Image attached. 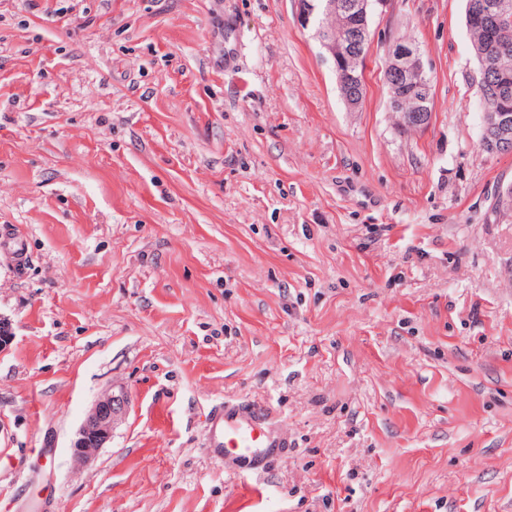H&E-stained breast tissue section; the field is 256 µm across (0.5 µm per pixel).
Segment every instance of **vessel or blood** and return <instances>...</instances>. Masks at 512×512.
I'll return each instance as SVG.
<instances>
[{"label": "vessel or blood", "instance_id": "b4317fda", "mask_svg": "<svg viewBox=\"0 0 512 512\" xmlns=\"http://www.w3.org/2000/svg\"><path fill=\"white\" fill-rule=\"evenodd\" d=\"M267 408L259 403L232 405L213 415L208 447L217 458L236 456L262 461L281 441L265 421Z\"/></svg>", "mask_w": 512, "mask_h": 512}]
</instances>
